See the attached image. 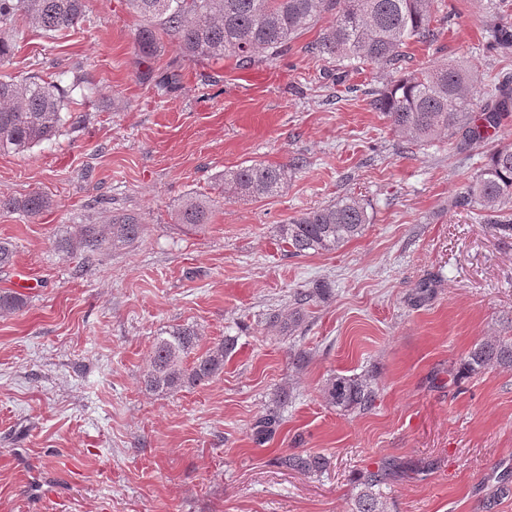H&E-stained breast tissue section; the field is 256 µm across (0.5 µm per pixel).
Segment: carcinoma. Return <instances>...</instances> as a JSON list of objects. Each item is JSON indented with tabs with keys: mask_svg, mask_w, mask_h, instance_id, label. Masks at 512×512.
<instances>
[{
	"mask_svg": "<svg viewBox=\"0 0 512 512\" xmlns=\"http://www.w3.org/2000/svg\"><path fill=\"white\" fill-rule=\"evenodd\" d=\"M143 25L136 42L138 64H148L165 51L164 38L175 44L178 54L194 60L222 61L232 56L243 64L274 61L288 51V43L306 29L325 21L323 32L310 45L311 52L336 62V81L345 68L377 65L392 70L384 88L372 90L371 106L383 114L392 130L408 144L423 147L448 137L464 150L490 139L512 116V81L492 87L481 104L469 96L470 70L443 63L415 71L403 70L404 48L410 42L432 43L438 32L430 28L437 0H127ZM505 0H489L497 13L486 31V48L506 51L512 47V26L499 16ZM87 0H0V65L12 55L14 38L22 26L56 33L84 21ZM179 74L171 72L153 82L151 69L140 72L144 84L170 89ZM80 87L74 80L65 89L58 82L29 76L20 82L0 80V152H24L59 135L70 124L80 125L87 115L70 109V92ZM224 197L264 198L283 191L288 168L253 162L222 176ZM454 204L475 208L496 218L501 230L512 231V143L489 150L467 190ZM49 201L35 191L17 198L0 197V210H21L36 217ZM209 203L187 197L178 214L182 224L206 223ZM372 221L368 204L344 193L330 203L302 213L281 225L280 239L291 256L334 251L362 235ZM144 225L130 215L115 216L105 224H76L69 237L56 242V249L79 253L90 263L101 253L126 246L141 238ZM27 304V298L0 291V314H12ZM198 332L191 326L172 327L154 337L145 388L172 394L203 385L224 372V361L234 341L224 338L199 353ZM490 365L512 367V342L486 338L477 341L463 363L466 372ZM324 394L329 403L345 408L370 409L376 392L358 377L333 376ZM278 463L301 473H320L328 460L319 454H287ZM407 469L388 460L359 476L356 512H387L383 486Z\"/></svg>",
	"mask_w": 512,
	"mask_h": 512,
	"instance_id": "carcinoma-1",
	"label": "carcinoma"
}]
</instances>
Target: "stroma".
I'll return each mask as SVG.
<instances>
[{"instance_id":"obj_1","label":"stroma","mask_w":512,"mask_h":512,"mask_svg":"<svg viewBox=\"0 0 512 512\" xmlns=\"http://www.w3.org/2000/svg\"><path fill=\"white\" fill-rule=\"evenodd\" d=\"M435 14L443 29L409 45V68L471 66L481 97L512 74V49L486 50L487 0H440ZM139 25L127 0H89L79 26L26 31L0 67L81 76L89 117L0 153V195L50 202L35 218L0 212L15 252L0 290L17 267L39 282L0 315V512H355L360 473L386 458L425 468L391 482L387 512H512V368L459 370L478 340L512 341V233L453 204L512 122L464 153L408 145L369 103L386 69L337 84L335 63L308 51L316 26L273 63L182 60L164 94L136 77ZM254 161L288 166L283 192L225 199L224 172ZM347 192L371 204L363 234L288 255L280 225ZM191 195L211 200L209 224L179 222ZM122 213L144 224L137 242L88 265L56 249L74 225ZM313 286L300 327L282 332L273 315ZM187 324L204 349L233 339L223 373L146 390L154 337ZM334 375L370 377L372 409L329 404ZM291 453L329 465H276ZM278 463L301 473H321L327 468L328 460L320 454H287L279 457Z\"/></svg>"}]
</instances>
